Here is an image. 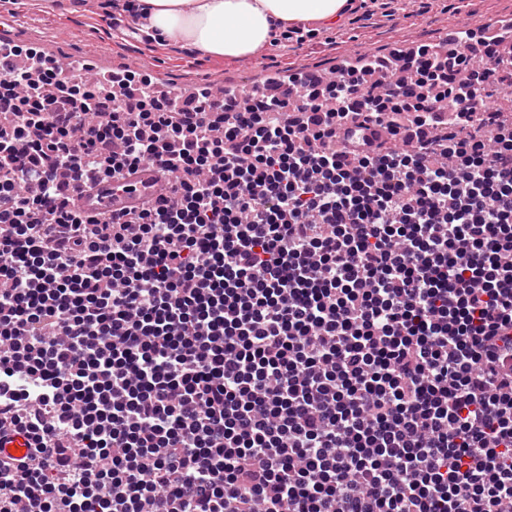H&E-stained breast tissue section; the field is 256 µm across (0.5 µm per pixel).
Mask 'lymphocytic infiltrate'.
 Wrapping results in <instances>:
<instances>
[{
  "label": "lymphocytic infiltrate",
  "instance_id": "obj_1",
  "mask_svg": "<svg viewBox=\"0 0 512 512\" xmlns=\"http://www.w3.org/2000/svg\"><path fill=\"white\" fill-rule=\"evenodd\" d=\"M499 46L174 97L0 40V512H512ZM153 169L152 166L144 164L143 173L146 179L140 183L133 180L127 182L125 179L119 182L112 180L96 182V188L86 195L79 196L78 200L90 214L124 210V207L129 206L130 200L134 197L157 196L162 193L160 184L152 179ZM121 185L126 186L123 189H118V186ZM26 452L25 438L8 433L0 435V462H9L8 457H20Z\"/></svg>",
  "mask_w": 512,
  "mask_h": 512
}]
</instances>
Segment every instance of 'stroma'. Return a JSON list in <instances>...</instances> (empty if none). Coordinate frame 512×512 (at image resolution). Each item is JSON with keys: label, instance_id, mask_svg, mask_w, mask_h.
Returning a JSON list of instances; mask_svg holds the SVG:
<instances>
[{"label": "stroma", "instance_id": "stroma-1", "mask_svg": "<svg viewBox=\"0 0 512 512\" xmlns=\"http://www.w3.org/2000/svg\"><path fill=\"white\" fill-rule=\"evenodd\" d=\"M373 16L343 20L336 26L277 38L256 57L227 62L190 48L161 46L146 38L123 39L117 26L128 19L124 0H0V11H22L26 20L19 40L49 49L58 58H100L112 70L138 66L160 83L250 87L272 73L316 69L333 72L365 53L386 54L419 42L439 43L444 26L460 20L480 31L498 19L512 17V0H382Z\"/></svg>", "mask_w": 512, "mask_h": 512}]
</instances>
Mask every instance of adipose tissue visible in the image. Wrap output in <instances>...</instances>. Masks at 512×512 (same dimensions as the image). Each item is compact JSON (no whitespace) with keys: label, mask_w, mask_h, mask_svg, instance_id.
<instances>
[{"label":"adipose tissue","mask_w":512,"mask_h":512,"mask_svg":"<svg viewBox=\"0 0 512 512\" xmlns=\"http://www.w3.org/2000/svg\"><path fill=\"white\" fill-rule=\"evenodd\" d=\"M350 0H137L140 30L227 60L260 54L276 33L314 30L342 19Z\"/></svg>","instance_id":"1"}]
</instances>
